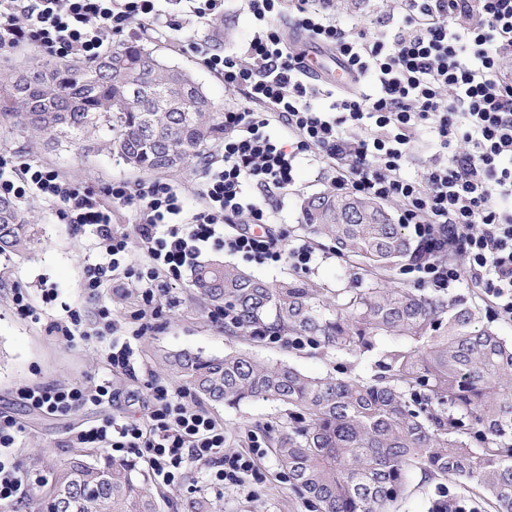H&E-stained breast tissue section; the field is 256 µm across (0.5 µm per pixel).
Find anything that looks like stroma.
I'll return each mask as SVG.
<instances>
[{"label":"stroma","mask_w":512,"mask_h":512,"mask_svg":"<svg viewBox=\"0 0 512 512\" xmlns=\"http://www.w3.org/2000/svg\"><path fill=\"white\" fill-rule=\"evenodd\" d=\"M391 9L390 0H336L339 21L369 32L376 31L378 19L386 17ZM156 47L173 64L193 74L221 107L237 103V95L225 91L223 82L202 65L195 53L175 50L164 40L157 42ZM103 140V135L94 134L78 141L62 138L48 143L2 126L0 159L22 154L63 172L74 181L96 187L116 179L131 182L143 179V172L109 153ZM334 187L332 171L324 168L316 157L303 159L295 185L273 203L275 228L287 229L290 239L304 238L300 228L303 198ZM16 207L29 223L35 224L37 238L24 254L0 255V412L13 415L22 426L12 455L30 476L35 492H42L50 479L49 463L82 452L96 457V449H83L72 442L71 436L81 427L98 423L104 413L87 407L66 417H51L20 399L23 387L90 383L108 378L120 393L112 407L113 414L139 421L149 407L147 380L156 379L173 388H182V381L165 362L167 354L180 350L218 356L241 350L261 361L295 365L312 376L339 373L349 367L362 376L370 373L367 365L351 366L347 356L332 350L296 348L282 342L228 335L223 324L212 320L210 308L185 278L169 286L161 299L158 318L152 320L148 329L139 330L132 318L138 307L134 288H107L98 300L85 298L80 288L83 267L96 256L94 238L89 231L60 223L51 206L39 198L19 201ZM315 249L317 261L306 278L327 293L373 284L372 275L346 262L328 246L319 243ZM18 285L29 291L32 316L18 315L13 306L12 290ZM45 288L56 291L57 298L52 303L42 300L41 291ZM101 303L111 307L113 316L119 320L117 339L130 341L137 353L135 375L111 370L106 359L107 341L93 337L68 343L49 331L51 320L61 315L64 306H82L85 320L91 324L95 321L93 311ZM189 402L204 404L208 413L223 424L231 451L249 453L251 442L256 439L264 455L257 459L254 472L243 475L236 484L220 487L213 485L208 467L187 464L179 483L153 484L159 512H176L178 502L197 495L222 498L224 512H307L303 501L291 492L288 476L277 463L268 434L269 428L287 425L286 407L261 399L236 407L205 404L195 395Z\"/></svg>","instance_id":"1"}]
</instances>
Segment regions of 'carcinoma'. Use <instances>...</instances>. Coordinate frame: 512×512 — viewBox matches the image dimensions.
<instances>
[{"label": "carcinoma", "instance_id": "cac0c4a2", "mask_svg": "<svg viewBox=\"0 0 512 512\" xmlns=\"http://www.w3.org/2000/svg\"><path fill=\"white\" fill-rule=\"evenodd\" d=\"M49 142L104 132L132 167L191 164L224 135V113L193 76L146 45H118L93 64L45 61L0 69V124ZM300 228L336 254L385 271L428 258L376 200L324 191L304 199ZM29 225L0 198V254H19ZM191 286L224 310L230 335L309 340L371 359L370 378L311 376L247 352L181 350L166 362L196 394L235 406L289 407L273 432L280 466L309 512H398L419 489L428 512H512V338L457 295L374 283L328 299L295 277L269 284L217 260L198 262ZM157 512L135 463L75 455L53 472L40 512ZM181 512H223L205 496Z\"/></svg>", "mask_w": 512, "mask_h": 512}]
</instances>
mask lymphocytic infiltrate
<instances>
[{
    "instance_id": "obj_1",
    "label": "lymphocytic infiltrate",
    "mask_w": 512,
    "mask_h": 512,
    "mask_svg": "<svg viewBox=\"0 0 512 512\" xmlns=\"http://www.w3.org/2000/svg\"><path fill=\"white\" fill-rule=\"evenodd\" d=\"M173 14L161 0H0V50L34 45L47 55L94 62L116 38L146 33L188 46L226 89L239 95L224 112L219 160L198 165L203 204L187 212L172 183L115 180L103 188L22 161L16 177L0 174V198L37 197L55 206L61 221L89 227L98 256L86 264L81 286L88 297L111 284L138 290L140 318L158 315L159 294L203 251L240 255L258 264L288 259L309 271L316 260L308 241L287 244L270 231L272 213L251 195L275 197L294 181L301 159L319 158L340 185L366 198L398 203V221L433 256L399 271L404 281L445 291L469 280L498 316L512 321V0H397L387 29L367 34L342 25L334 0H244L250 33L243 46L212 48L197 36L181 40L184 24H206L224 0H178ZM292 19L288 42L283 19ZM336 50L365 86L351 90L313 78L306 45ZM327 108L318 109L313 98ZM435 148L422 178L404 173L420 133ZM131 208L134 234L112 223V210ZM139 241L148 261L132 264ZM465 258L457 264L447 256ZM153 406L140 422L108 415L117 397L111 380L88 385L27 387L23 400L52 417L86 407L105 410L100 423L74 440L115 459L146 457L157 483L169 485L186 463L216 466L227 484L253 471L250 454L224 450V427L189 406L183 390L148 383ZM22 431L0 412V502L23 499L30 480L12 458Z\"/></svg>"
}]
</instances>
